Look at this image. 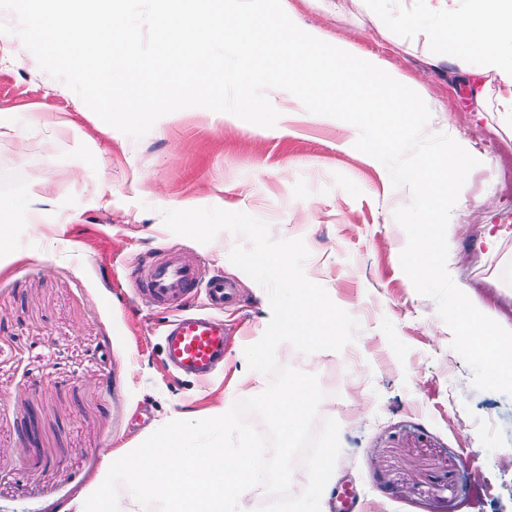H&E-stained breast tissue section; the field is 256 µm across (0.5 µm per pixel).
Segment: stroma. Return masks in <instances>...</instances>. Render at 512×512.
<instances>
[{
	"label": "stroma",
	"instance_id": "35a3bbf8",
	"mask_svg": "<svg viewBox=\"0 0 512 512\" xmlns=\"http://www.w3.org/2000/svg\"><path fill=\"white\" fill-rule=\"evenodd\" d=\"M291 20L367 53L417 92L426 131L449 135L478 161L451 211L453 281L512 320V112L498 80L469 84L458 64L427 63L441 20L423 15L385 34L360 0H282ZM267 128L203 107L159 118L141 139L100 131L95 114L42 71L14 34H0V111L53 112L57 125L0 136V199L34 200L77 220L47 242L18 233L0 271V512H61L96 485L119 448H135L178 414L260 394L265 376L228 390L246 347L271 317L266 290L231 263L247 238L207 244L170 231L162 212L185 202L267 222L273 239H303L306 277L356 317L342 350L276 357L316 375L325 393L314 429L340 427L341 453L324 512L349 491L355 512H512V396L479 390L434 299L402 269L407 235L395 210L411 200L386 167L357 150L343 120L280 95ZM175 252L199 282L220 274L239 289L219 311L224 366L175 373L164 354L171 310L146 303L141 255ZM36 412L39 444L24 422Z\"/></svg>",
	"mask_w": 512,
	"mask_h": 512
}]
</instances>
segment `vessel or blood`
Segmentation results:
<instances>
[{"instance_id": "b4317fda", "label": "vessel or blood", "mask_w": 512, "mask_h": 512, "mask_svg": "<svg viewBox=\"0 0 512 512\" xmlns=\"http://www.w3.org/2000/svg\"><path fill=\"white\" fill-rule=\"evenodd\" d=\"M196 286L194 265L172 253L151 261L143 294L152 303L174 306L179 310L165 332L167 363L181 374L204 377L223 361L226 337L220 320L180 310V302ZM203 288L208 304L217 309L223 308L235 296L233 285L220 276L210 278Z\"/></svg>"}]
</instances>
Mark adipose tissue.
Here are the masks:
<instances>
[{"instance_id": "adipose-tissue-1", "label": "adipose tissue", "mask_w": 512, "mask_h": 512, "mask_svg": "<svg viewBox=\"0 0 512 512\" xmlns=\"http://www.w3.org/2000/svg\"><path fill=\"white\" fill-rule=\"evenodd\" d=\"M429 13L442 15L437 38L440 60L477 59L480 72L499 78L504 91L501 111L512 112V0H423ZM52 211L36 203L0 200V263L10 264L6 251L18 228L41 237L54 223Z\"/></svg>"}]
</instances>
